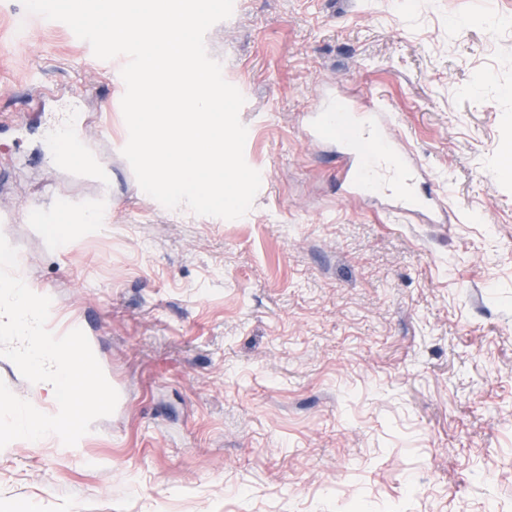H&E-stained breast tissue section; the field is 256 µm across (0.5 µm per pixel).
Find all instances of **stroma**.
Instances as JSON below:
<instances>
[{"label":"stroma","mask_w":512,"mask_h":512,"mask_svg":"<svg viewBox=\"0 0 512 512\" xmlns=\"http://www.w3.org/2000/svg\"><path fill=\"white\" fill-rule=\"evenodd\" d=\"M240 2L205 43L266 181L225 220L141 190L125 57L0 0V233L120 394L75 446L1 448L0 512H512V0ZM83 86L102 184L44 159L56 93ZM326 87L386 101L448 223L343 199L335 142L306 136ZM61 186L107 192L111 222L29 223Z\"/></svg>","instance_id":"1"}]
</instances>
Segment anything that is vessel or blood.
I'll use <instances>...</instances> for the list:
<instances>
[{
    "instance_id": "1",
    "label": "vessel or blood",
    "mask_w": 512,
    "mask_h": 512,
    "mask_svg": "<svg viewBox=\"0 0 512 512\" xmlns=\"http://www.w3.org/2000/svg\"><path fill=\"white\" fill-rule=\"evenodd\" d=\"M80 97L62 103L46 131V156L56 166L76 170L104 171V162L84 152V123L80 116ZM356 125H348L342 105L330 96L322 97L308 116L312 137L329 139L350 135L364 145L361 153H346L338 167L339 179L349 196L371 201L384 197L395 200L408 216L431 215L443 220L451 211L444 193L435 189V176L416 164L408 154L398 151L392 139L381 136L389 124L387 109L382 100L368 101L359 112ZM107 196H100L95 206L75 204L63 208L59 215L39 209L29 210L27 216L37 224L61 220L66 224L84 223L89 218L104 222L109 212Z\"/></svg>"
}]
</instances>
